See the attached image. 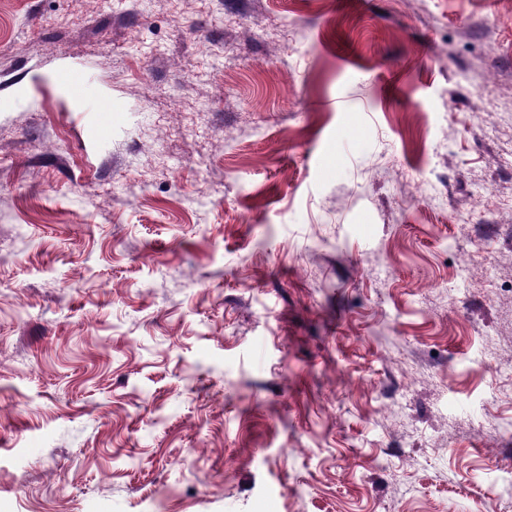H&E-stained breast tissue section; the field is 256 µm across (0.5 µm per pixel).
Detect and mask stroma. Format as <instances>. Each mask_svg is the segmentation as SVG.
Here are the masks:
<instances>
[{
	"mask_svg": "<svg viewBox=\"0 0 512 512\" xmlns=\"http://www.w3.org/2000/svg\"><path fill=\"white\" fill-rule=\"evenodd\" d=\"M512 0H0V512L512 502Z\"/></svg>",
	"mask_w": 512,
	"mask_h": 512,
	"instance_id": "stroma-1",
	"label": "stroma"
}]
</instances>
